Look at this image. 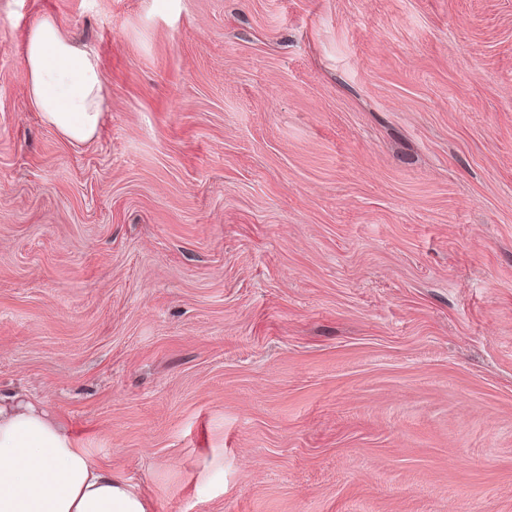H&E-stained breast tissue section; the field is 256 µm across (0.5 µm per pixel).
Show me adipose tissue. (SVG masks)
Instances as JSON below:
<instances>
[{"mask_svg": "<svg viewBox=\"0 0 512 512\" xmlns=\"http://www.w3.org/2000/svg\"><path fill=\"white\" fill-rule=\"evenodd\" d=\"M28 100L44 121L75 143L93 140L105 109L94 54L55 19L31 29ZM0 512H145L126 481L96 464L72 430L38 405L0 399Z\"/></svg>", "mask_w": 512, "mask_h": 512, "instance_id": "1", "label": "adipose tissue"}]
</instances>
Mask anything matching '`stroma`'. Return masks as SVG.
<instances>
[{
    "instance_id": "obj_1",
    "label": "stroma",
    "mask_w": 512,
    "mask_h": 512,
    "mask_svg": "<svg viewBox=\"0 0 512 512\" xmlns=\"http://www.w3.org/2000/svg\"><path fill=\"white\" fill-rule=\"evenodd\" d=\"M0 394L148 512H512V0H0ZM25 67L29 103L44 121L70 142L93 140L106 104L94 54L69 39L53 17L44 16L29 33Z\"/></svg>"
}]
</instances>
